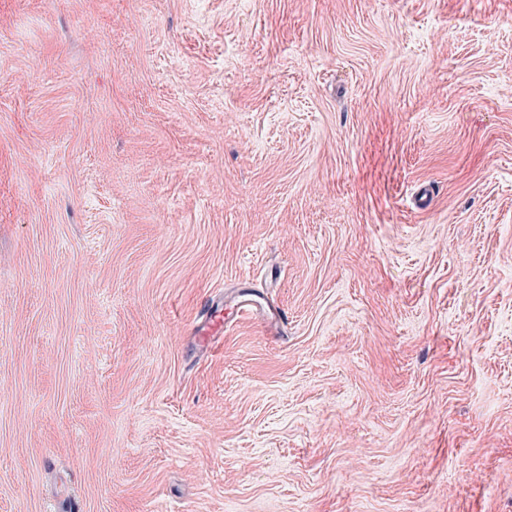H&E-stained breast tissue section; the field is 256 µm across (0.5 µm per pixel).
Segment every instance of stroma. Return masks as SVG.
<instances>
[{"instance_id":"obj_1","label":"stroma","mask_w":512,"mask_h":512,"mask_svg":"<svg viewBox=\"0 0 512 512\" xmlns=\"http://www.w3.org/2000/svg\"><path fill=\"white\" fill-rule=\"evenodd\" d=\"M0 512H512V0H0ZM205 317V322L196 325L195 330L196 335L199 336L201 346L208 348L211 344L212 336L223 332L224 318L217 306L214 310H208Z\"/></svg>"}]
</instances>
